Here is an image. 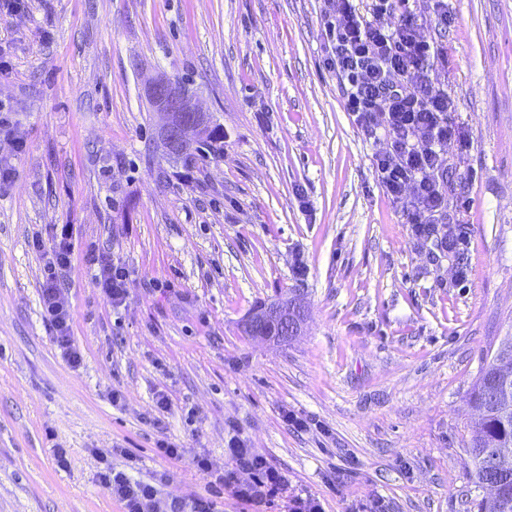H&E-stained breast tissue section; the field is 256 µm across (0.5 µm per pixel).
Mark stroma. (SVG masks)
<instances>
[{"mask_svg": "<svg viewBox=\"0 0 512 512\" xmlns=\"http://www.w3.org/2000/svg\"><path fill=\"white\" fill-rule=\"evenodd\" d=\"M409 7L450 53L435 76L463 146L438 222L462 226L461 265L419 244L383 190L384 143L324 64L321 0H28L0 14V105L26 142L0 191V512H122L105 462L163 498L254 512L222 483L249 479L233 436L288 481L265 512L297 497L321 512H469L482 497L469 392L512 333V0H448L447 28L433 0ZM147 75L190 88L224 130L218 152L170 159ZM61 224L75 369L40 305ZM91 249L128 269L124 306L98 287ZM285 298L306 312L298 336L243 333L258 303Z\"/></svg>", "mask_w": 512, "mask_h": 512, "instance_id": "obj_1", "label": "stroma"}]
</instances>
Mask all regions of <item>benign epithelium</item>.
I'll return each mask as SVG.
<instances>
[{"label": "benign epithelium", "mask_w": 512, "mask_h": 512, "mask_svg": "<svg viewBox=\"0 0 512 512\" xmlns=\"http://www.w3.org/2000/svg\"><path fill=\"white\" fill-rule=\"evenodd\" d=\"M144 92L160 118V133L166 151L191 142L202 134L207 120L196 100H186L163 77L144 81ZM304 309L293 300H275L253 309L244 329L256 338L284 343L300 332Z\"/></svg>", "instance_id": "1"}]
</instances>
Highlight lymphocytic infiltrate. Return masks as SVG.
I'll return each mask as SVG.
<instances>
[{
  "label": "lymphocytic infiltrate",
  "mask_w": 512,
  "mask_h": 512,
  "mask_svg": "<svg viewBox=\"0 0 512 512\" xmlns=\"http://www.w3.org/2000/svg\"><path fill=\"white\" fill-rule=\"evenodd\" d=\"M395 13L399 23L386 26V17ZM425 28L408 0H371L364 11L354 0H324L323 29L329 48L325 63L346 82L345 111L368 133H382L386 145L374 157L375 172L418 238L448 207L451 183L442 157L458 139L448 120L453 102L434 76L436 67L447 66L448 49L429 40ZM73 252L72 233L62 227L43 267L41 305L61 354L77 366L82 354L72 341L73 317L61 296L62 277ZM87 259L113 307H121L126 298L124 265L94 250ZM228 450L237 469L250 476L246 483L227 481L232 496L266 507L285 492V479L265 458L235 438L229 439ZM100 479L123 512H216L214 503L206 499L189 503L162 499L155 484L131 480L108 466Z\"/></svg>",
  "instance_id": "1"
}]
</instances>
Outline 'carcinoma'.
<instances>
[{"instance_id":"cac0c4a2","label":"carcinoma","mask_w":512,"mask_h":512,"mask_svg":"<svg viewBox=\"0 0 512 512\" xmlns=\"http://www.w3.org/2000/svg\"><path fill=\"white\" fill-rule=\"evenodd\" d=\"M469 399L480 412L467 448L475 485L493 486L489 496L476 500L475 507L477 512H512V456L503 466L487 465L493 449H512V335L500 340L481 368Z\"/></svg>"}]
</instances>
